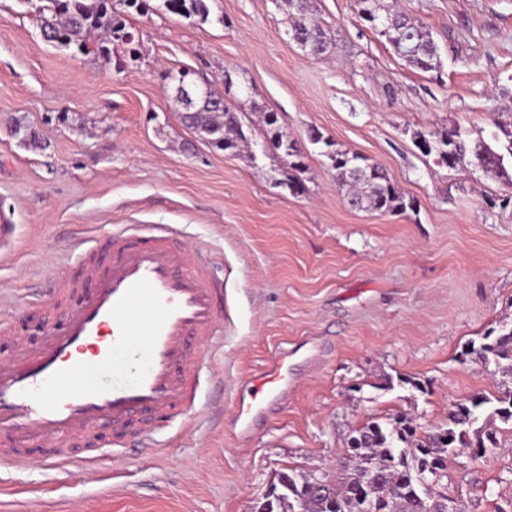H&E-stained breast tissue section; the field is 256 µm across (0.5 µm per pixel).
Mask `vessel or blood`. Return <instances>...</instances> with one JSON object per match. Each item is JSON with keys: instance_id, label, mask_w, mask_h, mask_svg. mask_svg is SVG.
<instances>
[{"instance_id": "1", "label": "vessel or blood", "mask_w": 512, "mask_h": 512, "mask_svg": "<svg viewBox=\"0 0 512 512\" xmlns=\"http://www.w3.org/2000/svg\"><path fill=\"white\" fill-rule=\"evenodd\" d=\"M51 301L60 324L0 361V461L46 449L55 468H88L71 442L111 425L104 446L157 435L198 405L206 358L224 343V282L203 250L167 225H131L82 242L75 271H60ZM289 356L270 357L235 396L240 435L288 399Z\"/></svg>"}]
</instances>
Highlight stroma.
Here are the masks:
<instances>
[{
    "instance_id": "1",
    "label": "stroma",
    "mask_w": 512,
    "mask_h": 512,
    "mask_svg": "<svg viewBox=\"0 0 512 512\" xmlns=\"http://www.w3.org/2000/svg\"><path fill=\"white\" fill-rule=\"evenodd\" d=\"M150 3L128 16L139 57L119 71L45 42L30 7L0 0V224L14 227L0 240V315L20 316L0 359L43 325L25 304L48 300L76 261L70 243L121 224L173 225L212 255L224 347L193 423L161 433L165 450L101 449L92 478L37 452L23 467L0 463V512H251L281 473L335 470L367 421L403 412L430 430L456 403L496 392L492 368L466 349L512 321V191L423 155L414 135L512 129V0H392L432 29L437 72L409 66L355 0H308L330 40L317 57L287 35L288 0H208L204 22ZM181 68L230 95L250 139L275 112L304 172L279 151L253 159L195 137L168 79ZM18 121L42 148L13 137ZM313 128L383 167L416 209L351 206ZM287 347L286 404L237 438L236 392ZM498 430L491 455L449 462L448 493L467 512L512 500V425Z\"/></svg>"
}]
</instances>
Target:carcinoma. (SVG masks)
I'll return each instance as SVG.
<instances>
[{"mask_svg": "<svg viewBox=\"0 0 512 512\" xmlns=\"http://www.w3.org/2000/svg\"><path fill=\"white\" fill-rule=\"evenodd\" d=\"M33 9L41 36L61 48H76L79 52H93L109 60L116 58V66H125V58L114 54L109 44L130 45L134 41L127 25L125 10H148L147 0H25ZM167 10L184 18L207 19L209 10L205 0H166ZM368 0H356L357 13L369 23L379 36L409 65L424 72L440 68L437 44L431 29L404 13L393 12L387 0H374L375 14L364 8ZM124 9L119 10L116 4ZM299 19L291 27L296 38L306 42L309 51L323 54L329 41L324 29L307 20L305 0H295ZM392 21L386 33L378 18ZM193 123L197 133L213 148L225 151L236 146L250 153H267L284 149L289 156L298 152L284 140L277 128V116L269 113L264 119L267 136L253 142L243 136L242 125L233 103L212 91L208 99L197 103ZM417 146L426 155H435L439 161L455 169L469 165L493 175L505 187H512V157L485 139L470 138L460 126L417 134ZM328 159L336 171V182L351 192V200L362 208L404 212L411 208L383 168L371 179L354 174L360 156L335 148L328 141ZM465 354L481 363L492 364L495 371L512 377V327L501 326L490 330L481 341L470 342ZM492 405L484 424H479L485 406ZM512 422V387H507L494 399L483 394L473 395L468 402L458 403L448 411V422L428 432H418L414 420L405 414H396L384 422L369 421L354 430L349 448L339 458L334 485L325 495L308 489L311 475L282 474L270 499L256 502L252 512H362L364 492L376 503V512H438L439 501L448 500L440 491L448 477V457L458 448H470L475 457L492 453L497 445L494 421ZM434 470V483L424 490L418 486V476Z\"/></svg>", "mask_w": 512, "mask_h": 512, "instance_id": "carcinoma-1", "label": "carcinoma"}]
</instances>
